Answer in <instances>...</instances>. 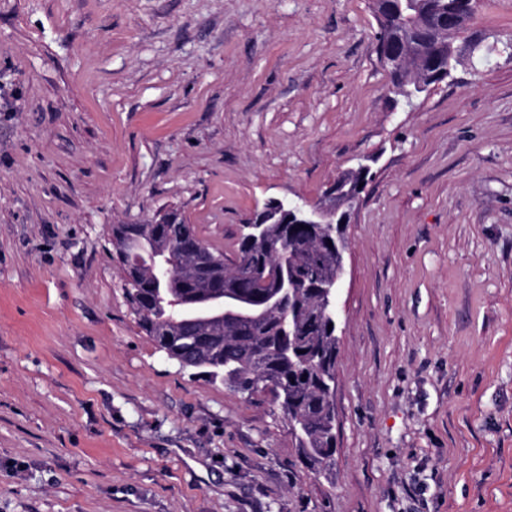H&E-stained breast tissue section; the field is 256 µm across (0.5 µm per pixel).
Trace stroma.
I'll return each mask as SVG.
<instances>
[{"label": "stroma", "instance_id": "stroma-1", "mask_svg": "<svg viewBox=\"0 0 512 512\" xmlns=\"http://www.w3.org/2000/svg\"><path fill=\"white\" fill-rule=\"evenodd\" d=\"M371 0H0V512H512V0L395 107ZM336 466L159 352L110 228L234 257L360 159Z\"/></svg>", "mask_w": 512, "mask_h": 512}]
</instances>
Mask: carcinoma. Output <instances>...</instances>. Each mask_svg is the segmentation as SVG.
<instances>
[{"label":"carcinoma","mask_w":512,"mask_h":512,"mask_svg":"<svg viewBox=\"0 0 512 512\" xmlns=\"http://www.w3.org/2000/svg\"><path fill=\"white\" fill-rule=\"evenodd\" d=\"M453 0H383L377 16L378 45L398 32L404 47L420 53L422 67L451 75L460 34L476 15L472 10L437 46L427 44L432 21L448 14ZM166 222L112 225V246L138 325L168 359L224 380L234 391L267 392L279 403L294 436L302 464L313 474L329 475L336 435L329 427V391L336 370L339 338L328 330L330 312L317 285L336 277L340 250L325 234L298 224H270L263 241H238L232 261L211 250L176 211ZM299 270L291 308L277 307L259 319L204 320L212 301L255 303L277 287L283 262ZM295 328L289 344L283 332Z\"/></svg>","instance_id":"carcinoma-1"}]
</instances>
